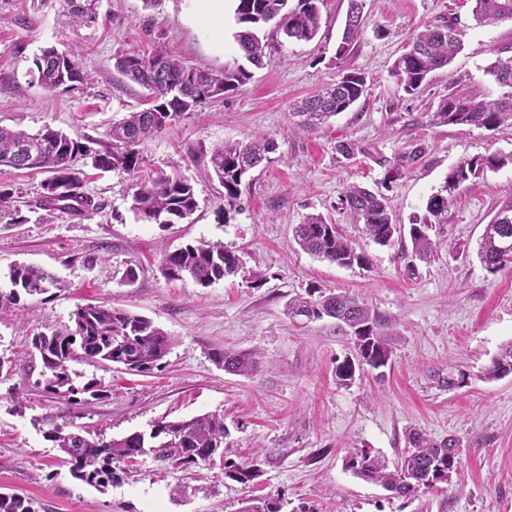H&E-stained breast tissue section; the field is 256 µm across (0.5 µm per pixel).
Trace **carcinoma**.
Returning a JSON list of instances; mask_svg holds the SVG:
<instances>
[{"label":"carcinoma","instance_id":"obj_1","mask_svg":"<svg viewBox=\"0 0 512 512\" xmlns=\"http://www.w3.org/2000/svg\"><path fill=\"white\" fill-rule=\"evenodd\" d=\"M69 23L91 27L98 23L99 0H63ZM236 23L241 30L236 41L246 61L260 67L268 44L261 31L269 24L291 42H309L320 30L321 0H236ZM477 24L512 21V0H470ZM365 24L363 0H348L341 42L336 59L350 54ZM461 48L451 25L427 27L409 36L404 52L395 60L392 75L408 95L415 94L427 76L451 62ZM113 68L126 80L149 92V107L131 112L112 125L108 133L112 144L103 150L91 149L78 136L72 137L45 127L31 134L0 127V165L16 170H38L47 174L41 183V204L49 209L64 210L75 216H88L100 207L84 190L83 172L78 163L89 159L101 171H136L142 160L141 148L156 133L159 121L171 124L197 111L201 104L222 98L245 86L252 78L244 65L232 69L212 70L186 64L176 52L158 47L149 53L123 51L112 57ZM30 73L35 83L47 91L71 87L90 80L72 58L48 47L33 60ZM500 89L495 98L451 94L442 99L433 113V123L468 125L487 130L512 123V57L497 60L488 70ZM367 90L365 77L347 71L336 83L306 98L297 107L301 126L312 128L331 116L346 111ZM275 150L265 138L245 143L224 144L211 152L213 173L224 186V204L232 207L239 197L242 178L267 159ZM426 154L415 142L392 158L380 156L376 164L385 169L383 185L391 191L405 171L414 167ZM512 164V154L491 153L460 160L448 172L443 186L426 202V214L410 225L409 235L419 257L433 256L434 247L428 230L448 216L460 189L487 170ZM341 209L364 226L368 238L381 246L388 245L401 225L393 223L388 197L358 186H350L339 197ZM130 209L137 219L149 224H179L198 209L194 185L178 172L149 176L135 184ZM294 240L305 252L341 267L363 266L368 258L345 237L339 226L320 214H309L294 227ZM478 256L491 273L512 264V199L504 203L485 226ZM161 271L170 280L192 278L209 286L229 275L243 271L242 261L221 245H185L166 251ZM13 290L0 293V308L17 304L20 295L33 299L46 295L61 283L42 268L31 264L10 266ZM288 314L325 317L337 321V328L351 337L358 363L345 360L336 367V378L345 383L354 379L356 367L384 368L392 349L383 332L385 320L365 303L347 293H327L320 288L305 297L290 301ZM173 340L161 328L142 316L109 304H86L71 314L70 324L47 334L31 337L29 371H39L36 385L45 397L59 404L57 412L42 418L49 426L44 437L56 443L63 453L61 462L70 474L88 484L103 486L113 481L121 465L139 457V449H151L152 459L173 468L187 469L208 463L212 456L224 452V416L203 414L188 420L153 424L149 433L136 432L120 439H95L87 430L70 420V407L82 403L81 396L101 398L97 384L88 381L76 385L72 362L121 364L135 374H150L165 367ZM224 369L250 376L258 369L255 352L220 350L214 354ZM512 373V344L492 361L488 374L497 377ZM407 450L392 468L385 461L366 452L352 455L347 463L354 474L380 484L388 491L411 497L422 490L448 483L458 471L462 443L448 437L436 441L413 429L406 434ZM254 465L224 460V477L240 484L255 479ZM283 499L254 497L244 502L239 512H283ZM0 512H39L35 502L20 494L0 492Z\"/></svg>","mask_w":512,"mask_h":512}]
</instances>
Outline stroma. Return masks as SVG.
<instances>
[{
    "instance_id": "stroma-1",
    "label": "stroma",
    "mask_w": 512,
    "mask_h": 512,
    "mask_svg": "<svg viewBox=\"0 0 512 512\" xmlns=\"http://www.w3.org/2000/svg\"><path fill=\"white\" fill-rule=\"evenodd\" d=\"M195 0H101L97 26L73 30L60 0H0V126L30 133L51 127L108 144L113 123L147 108L146 91L119 76L112 57L126 49L165 45L187 64L221 69L243 63L235 35L233 0L224 4L223 48L194 19ZM347 0H323L317 37L293 43L266 27L262 67L240 91L206 102L150 140L143 173L180 172L191 179L199 208L190 222L146 224L130 211L135 175L86 168L85 190L101 209L78 218L37 208L43 174L0 166L11 209L21 221L0 218V291L9 292V267H44L68 284L66 291L21 306L18 318L0 312V492L34 500L38 512H239L243 499L275 495L290 512H512V373L488 377L487 368L512 343V268L489 273L477 244L500 206L512 198V165L468 184L434 225L436 253L415 257L409 237L380 246L337 207L351 185L382 180L379 156L394 157L415 139L427 153L390 193L396 223L409 225L461 159L512 153V126L494 131L435 125L431 115L452 93L497 95L487 73L512 57V22L478 25L468 0H366L362 34L345 61H337ZM453 23L462 49L434 72L414 96L401 90L391 67L407 37L427 25ZM66 50L90 74L87 83L49 92L33 83V59L48 47ZM362 73L367 91L351 108L314 129H301L293 103L336 82L342 70ZM273 139L268 163L240 185L237 206L224 205V188L209 174L215 146L255 137ZM357 143L351 159L338 143ZM309 213L323 214L367 254V268H346L304 253L292 227ZM219 243L241 256L245 274L203 287L171 281L161 253L186 244ZM133 282H125L127 267ZM264 282L253 287L249 273ZM312 288L347 290L388 321L393 351L383 374L365 370L351 382L336 367L354 358L350 337L331 319L289 318L290 299ZM104 302L152 319L174 340L163 370L127 373L107 363H75L79 383L95 382L107 396L74 408L79 425L119 439L150 431L156 421L205 413L224 417L225 458L255 465L256 478L241 484L220 466L162 470L147 457L116 480L97 487L73 478L60 452L33 425L55 412L27 364L30 339L69 322L77 306ZM218 349L255 351L257 373L234 375L213 361ZM458 365L463 387L445 390L430 374ZM433 439L459 437L461 468L450 484L407 499L358 478L349 457L366 451L395 462L406 449L405 432Z\"/></svg>"
}]
</instances>
